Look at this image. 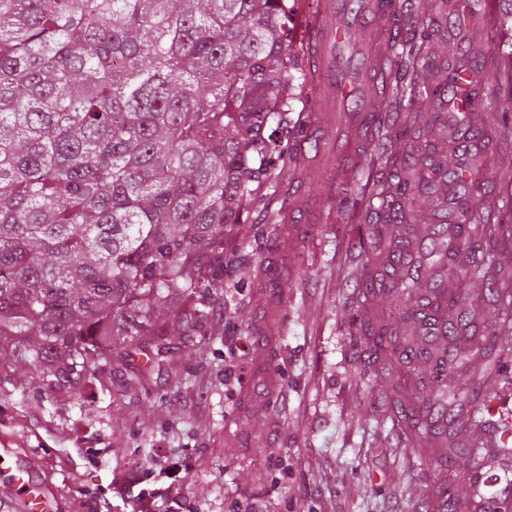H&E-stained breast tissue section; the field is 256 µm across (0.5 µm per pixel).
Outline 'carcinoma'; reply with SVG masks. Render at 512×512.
I'll return each mask as SVG.
<instances>
[{"instance_id": "carcinoma-1", "label": "carcinoma", "mask_w": 512, "mask_h": 512, "mask_svg": "<svg viewBox=\"0 0 512 512\" xmlns=\"http://www.w3.org/2000/svg\"><path fill=\"white\" fill-rule=\"evenodd\" d=\"M288 0H0V351L52 390H72L112 353L139 361L136 379L160 371L170 337L185 339L208 316L212 291L239 263L224 239L243 219L255 186L299 179L298 158L283 171L294 83ZM431 33L395 35L379 108L357 129L372 146L341 170L339 192L381 163L359 213L370 247L350 294L354 344L367 353L360 378H393L385 415L400 441L437 462L460 452L448 425L470 387L448 383L470 362L475 299L485 286L507 304L512 281L497 248L477 179L427 159L409 134L419 105L469 83L499 79L500 46L448 68L429 65ZM277 120V127L271 121ZM499 112H463L473 139L487 140ZM433 178L456 224L410 234L413 162ZM393 267L388 309L371 307L379 269ZM425 311L411 333L389 327V312L415 298ZM194 312L176 315L188 304ZM444 487L424 512H459Z\"/></svg>"}]
</instances>
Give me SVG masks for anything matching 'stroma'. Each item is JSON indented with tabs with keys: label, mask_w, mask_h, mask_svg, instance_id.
Wrapping results in <instances>:
<instances>
[{
	"label": "stroma",
	"mask_w": 512,
	"mask_h": 512,
	"mask_svg": "<svg viewBox=\"0 0 512 512\" xmlns=\"http://www.w3.org/2000/svg\"><path fill=\"white\" fill-rule=\"evenodd\" d=\"M485 16L449 23L437 0L407 12L405 33L433 30V64L446 47L460 59L475 46L512 44L501 0ZM448 164L495 172L493 221L512 226V120L496 145L475 143ZM362 186L329 190L305 178L289 196L263 184L248 222L224 241L240 253L239 288L214 293L213 310L192 339L173 341L166 371L140 383L129 366L95 370L69 393L46 390L11 354L0 353V448L36 454L53 486V512H420L447 482L398 444L380 413L382 381L360 379L346 298L354 288ZM302 209L279 239L260 235L276 212ZM482 386L456 408L457 440L478 450V484L460 477L465 512H512V487L488 430L472 427L486 394L512 404V357L483 356ZM178 463L183 478L160 477Z\"/></svg>",
	"instance_id": "obj_1"
}]
</instances>
